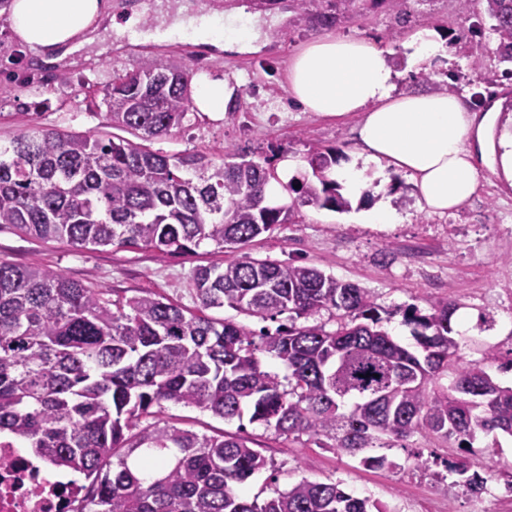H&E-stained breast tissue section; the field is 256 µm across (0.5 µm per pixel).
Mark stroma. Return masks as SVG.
<instances>
[{
  "label": "stroma",
  "mask_w": 512,
  "mask_h": 512,
  "mask_svg": "<svg viewBox=\"0 0 512 512\" xmlns=\"http://www.w3.org/2000/svg\"><path fill=\"white\" fill-rule=\"evenodd\" d=\"M224 3L240 7L245 18L266 33L261 50L217 53L178 41L119 42L111 30L102 28L86 58L47 63L20 51L7 15L0 14V140L10 141L31 122L134 140V133L109 127L104 98L113 75L130 69L139 57L155 56L186 64L203 75L222 76L235 87L236 95L223 119L194 113L190 122L152 142V149L218 155L230 145L243 153L268 156L273 170L281 159L293 156L302 163L303 177L311 174L306 159L315 147L336 148L343 162H350L357 152V116L336 119L304 111L286 89L292 52L327 30L312 24L295 0ZM338 8L343 18L329 31L364 37L390 49L403 90L419 87L415 71L407 67L403 48L407 36L420 27L444 33L448 55L430 67L432 82H445L456 74L462 95L477 92L484 98L477 116L487 121L485 138L470 144L480 174L479 190L454 212L430 214L418 207L410 179L389 169L383 186L367 183L363 198L390 201L402 213L403 222L361 224L346 211L303 206L296 220L256 238L249 251L260 259L315 266L366 288L378 304L393 311L386 328L404 346H413L414 340L399 309L413 304L425 311L430 301L440 298L457 304L468 316L458 328L464 359H478L489 345L508 351L512 348V182L500 176L497 159L505 138L512 136V111L499 109L500 99L512 103V76L498 61L497 37L486 25L473 30L480 13L478 0L466 9L460 0H381L377 5L371 0L365 9L354 11L340 0ZM476 53L481 63L474 68L470 61ZM228 258V253L210 245L185 257L112 246L76 249L0 228L2 261L50 267L76 282L129 297L151 291L188 307L193 304L190 272ZM156 418L206 435L244 433L273 463L248 481L250 496L285 490L307 478L339 482L346 491L372 497L394 512H475L479 507L473 493L455 485L444 467L445 460L457 456V449L438 440L413 437L405 447L387 449L394 468L370 470L355 458L313 442L288 440L257 423L224 421L171 402L163 403ZM474 446L497 472L494 487L503 490L512 477V437L480 434ZM417 453L427 459V469L413 468Z\"/></svg>",
  "instance_id": "stroma-1"
}]
</instances>
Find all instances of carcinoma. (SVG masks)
<instances>
[{"instance_id": "carcinoma-1", "label": "carcinoma", "mask_w": 512, "mask_h": 512, "mask_svg": "<svg viewBox=\"0 0 512 512\" xmlns=\"http://www.w3.org/2000/svg\"><path fill=\"white\" fill-rule=\"evenodd\" d=\"M296 2L322 26L338 21L330 0ZM481 2L499 61L512 64V0ZM192 77L147 57L112 78V127L140 134L142 144L36 124L0 144V227L75 248L182 256L203 244L239 251L288 223L300 204L349 208L331 177L333 148L311 149L312 179L289 182L297 197L270 206L274 174L264 162L231 146L214 156L145 145L183 125ZM190 287L193 309L152 292L113 298L57 270L0 261V442L92 479L90 512H391L339 482L306 478L250 499L242 487L267 458L238 435L150 421L164 402L223 420L248 412L279 436L305 435L368 468L395 466L368 449L415 435L469 454L479 432L512 437V385L489 373L512 370V351L505 359L490 346L465 360L453 336L458 307L446 299L427 313L402 310L414 353L384 328L395 312L313 266L244 253L194 268ZM225 306L261 320L286 313L288 324L257 336L207 314ZM324 310L335 311L336 329L308 322ZM265 357L288 374L267 370ZM447 468L474 491L495 476L478 458Z\"/></svg>"}]
</instances>
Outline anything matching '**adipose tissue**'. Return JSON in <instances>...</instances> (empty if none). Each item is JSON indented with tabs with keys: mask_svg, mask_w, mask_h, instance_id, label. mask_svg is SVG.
Here are the masks:
<instances>
[{
	"mask_svg": "<svg viewBox=\"0 0 512 512\" xmlns=\"http://www.w3.org/2000/svg\"><path fill=\"white\" fill-rule=\"evenodd\" d=\"M11 29L28 53L68 56L91 45L109 25L117 38L137 28L138 13L112 19L107 0H10ZM167 29H190L199 43L220 51L253 49L258 33L238 31L239 10L177 0L166 11ZM391 52L368 39L326 34L292 56L288 94L310 112L342 118L358 115L361 165H342L337 178L354 196L364 189V167L396 168L407 175L419 207L444 214L458 209L479 189L478 170L467 142L476 114L468 98L446 92H400ZM233 90L223 79L202 77L192 87L199 111L226 112Z\"/></svg>",
	"mask_w": 512,
	"mask_h": 512,
	"instance_id": "adipose-tissue-1",
	"label": "adipose tissue"
}]
</instances>
